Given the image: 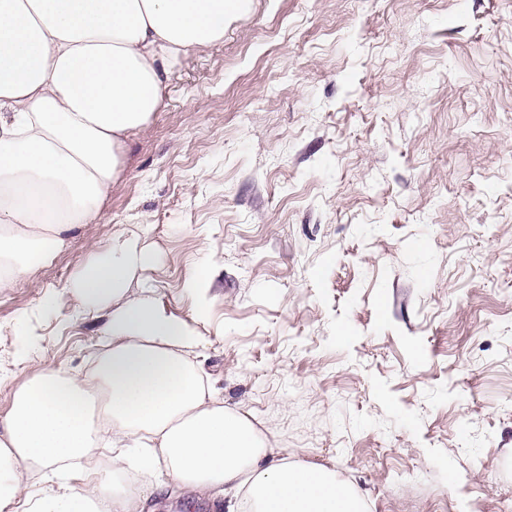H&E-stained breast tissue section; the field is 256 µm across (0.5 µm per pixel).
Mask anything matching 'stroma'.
Segmentation results:
<instances>
[{
    "label": "stroma",
    "instance_id": "stroma-1",
    "mask_svg": "<svg viewBox=\"0 0 512 512\" xmlns=\"http://www.w3.org/2000/svg\"><path fill=\"white\" fill-rule=\"evenodd\" d=\"M116 232L155 253L142 278L271 447L366 512H512V0L227 17L126 139L97 219L0 290L1 415L39 365L87 370L102 321L71 319L67 288Z\"/></svg>",
    "mask_w": 512,
    "mask_h": 512
}]
</instances>
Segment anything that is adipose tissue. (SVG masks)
I'll return each mask as SVG.
<instances>
[{"label": "adipose tissue", "instance_id": "obj_1", "mask_svg": "<svg viewBox=\"0 0 512 512\" xmlns=\"http://www.w3.org/2000/svg\"><path fill=\"white\" fill-rule=\"evenodd\" d=\"M245 0H0V288H9L92 222L123 140L144 129L181 55L224 36ZM153 254L125 234L92 245L69 292L103 313L101 353L85 373L46 365L0 417V512H143L137 491L93 466L166 476L217 502L246 493L251 512H364L332 470L279 458L225 406L199 361L195 328L152 290L126 300ZM97 414H90V401ZM43 472L29 493L21 466Z\"/></svg>", "mask_w": 512, "mask_h": 512}]
</instances>
